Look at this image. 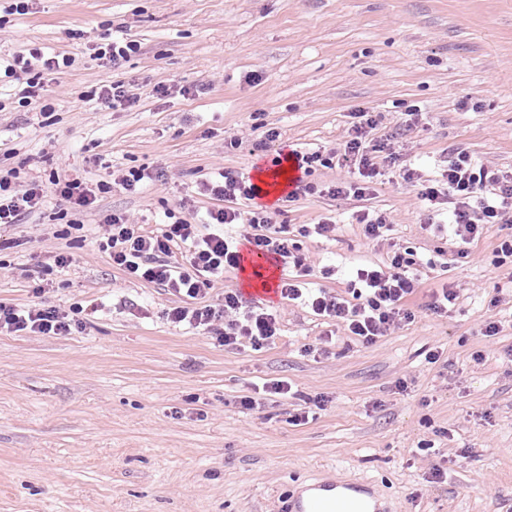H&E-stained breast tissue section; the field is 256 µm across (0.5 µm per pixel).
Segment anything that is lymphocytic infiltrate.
<instances>
[{"label": "lymphocytic infiltrate", "instance_id": "1", "mask_svg": "<svg viewBox=\"0 0 512 512\" xmlns=\"http://www.w3.org/2000/svg\"><path fill=\"white\" fill-rule=\"evenodd\" d=\"M66 55H51L38 50L29 56L16 55L0 65V82L24 80L20 102L30 105L46 95L43 75L72 66ZM348 138L333 154L290 151L298 171L294 191L280 197V206L295 201L299 194L314 192L307 178L315 166L339 165L355 169L358 178L328 187L333 197L364 199L374 190L381 165L395 164L398 155L389 142L370 143L377 126L372 113L359 111ZM107 184H90L78 178L51 177L49 182L22 180L17 169H0V224H19L41 210L48 195L60 198L79 215L96 209L98 197ZM201 195L217 200L199 226L168 212V221L159 231L145 232L126 212L112 211L99 222V246L108 251L112 264L126 278L164 288L178 298L177 306L166 312L168 321L192 329L211 331L226 348L244 345L259 348L280 332L277 315L268 307L246 301L242 293L228 288L220 302H211L215 281L225 272L242 267V247L261 255L274 256L281 264L293 265L294 275L280 279L281 298L297 301L314 315L345 327L351 336L365 343L388 335L401 324L412 322L406 307L418 288L419 259L412 250H397L385 266H362L347 283L344 294L334 295L322 288H305L301 277L312 268L300 254L297 237H334L336 224L326 219L316 224L299 225L289 232L287 225L271 221V212L260 203L261 188L238 172L225 169L198 184ZM251 201L248 211H240L239 199ZM424 207L431 212L449 205L451 237L458 246L457 257H467V244L479 239L490 224L512 223V172L491 165L472 163L465 153L450 157L440 180L426 184L419 192ZM78 308L67 310L34 303L20 307L0 301V333H37L65 336L82 326Z\"/></svg>", "mask_w": 512, "mask_h": 512}]
</instances>
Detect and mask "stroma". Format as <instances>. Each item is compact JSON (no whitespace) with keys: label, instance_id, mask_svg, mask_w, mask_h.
Masks as SVG:
<instances>
[{"label":"stroma","instance_id":"35a3bbf8","mask_svg":"<svg viewBox=\"0 0 512 512\" xmlns=\"http://www.w3.org/2000/svg\"><path fill=\"white\" fill-rule=\"evenodd\" d=\"M118 37L140 51L115 69L94 49ZM33 48L75 63L45 74L42 105L19 106L21 84H0V167L93 184L130 168L168 177L134 194L112 187L77 229L53 196L24 223L0 224V301L85 311L66 336L0 333V512H278L297 482L328 469L373 483L391 512H512V275L492 263L512 227L488 226L468 258L450 261L455 246L439 230L448 211L423 229L419 188L399 178L406 167L438 179L454 151L512 170V0H36L25 15L0 10V55ZM117 81L132 103L90 99ZM359 110L374 113L371 137L392 139L398 166L363 200L322 194L349 173L316 168L315 192L272 221H336L335 239L301 242L333 268L315 281L331 293L359 266L386 264L393 247L426 258L407 301L414 319L390 335L362 343L277 297L279 335L228 350L169 323L175 297L126 279L99 248L96 226L112 210L153 231L190 198L185 218L203 223L214 202L197 183L225 168L254 176L268 129L279 145L326 153ZM237 133L242 144L225 149ZM364 208L390 216L386 240H365L353 219ZM51 246L72 262L37 296L31 274ZM446 283L463 293L440 316L429 305ZM492 321L499 332L485 335ZM277 380L293 395L244 406ZM302 411L308 421L295 423Z\"/></svg>","mask_w":512,"mask_h":512}]
</instances>
